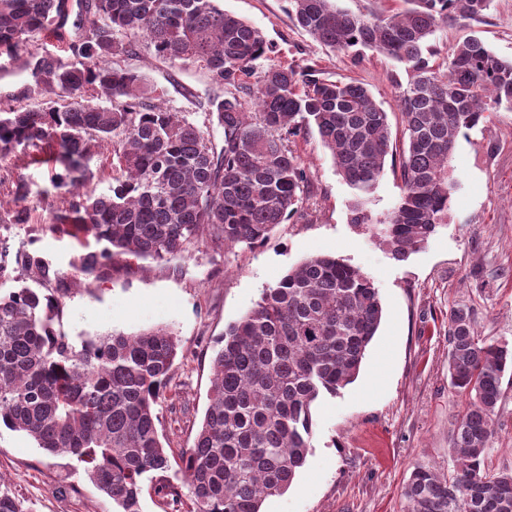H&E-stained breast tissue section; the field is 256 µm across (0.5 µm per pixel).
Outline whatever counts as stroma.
I'll list each match as a JSON object with an SVG mask.
<instances>
[{
    "label": "stroma",
    "instance_id": "1",
    "mask_svg": "<svg viewBox=\"0 0 512 512\" xmlns=\"http://www.w3.org/2000/svg\"><path fill=\"white\" fill-rule=\"evenodd\" d=\"M258 27L272 45L276 64L311 65L335 80H356L388 112L394 146L403 141L398 103L402 65L365 52L331 50L298 28L288 0H220ZM78 0L67 17L41 32L35 52L63 54L77 36ZM480 37L499 57L512 59V0H494L482 22L444 25L433 40L434 62L444 65L459 40ZM149 84L165 90V103L196 125L207 118V97L220 88L194 65L171 64L146 52L125 58ZM27 71H0V109L35 105ZM309 168L312 216L277 225L262 244L232 248L203 240L188 252L158 263L122 256L110 275L71 283L59 329L68 336L112 330L136 332L171 326L181 340L165 399L157 406L159 433L181 483L180 455L193 444L210 388L211 357L227 327L302 260L330 254L370 277L379 291L383 318L356 380L341 394L322 398L313 410L312 448L305 466L262 512H405L404 488L416 463L453 475L450 436L463 402L448 380V309L474 312L479 335L512 342V111L490 113L485 123L459 135L450 162L455 178L448 222L406 260L365 227L351 223L350 188L337 175L317 132L298 139ZM36 148L0 160V243L10 251L34 246L60 267L82 250L79 239L50 231L66 207L63 192L50 189L53 166L30 163ZM30 194L16 199L18 178ZM27 207L29 221L11 216ZM503 400L486 464L512 471V373L502 379ZM0 477L26 512H112V503L91 484L81 463L52 456L27 436L0 428Z\"/></svg>",
    "mask_w": 512,
    "mask_h": 512
}]
</instances>
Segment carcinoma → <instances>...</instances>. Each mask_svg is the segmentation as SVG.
I'll return each instance as SVG.
<instances>
[{
	"label": "carcinoma",
	"mask_w": 512,
	"mask_h": 512,
	"mask_svg": "<svg viewBox=\"0 0 512 512\" xmlns=\"http://www.w3.org/2000/svg\"><path fill=\"white\" fill-rule=\"evenodd\" d=\"M220 0H85L72 58L27 52L66 17V0H0V59L30 72L33 91L54 105L0 113V158L47 146L58 164L55 189L69 193L68 214L97 248L65 272L38 250L19 249L29 287L0 295V426L51 455L85 464L112 512H141L145 481L187 512H261L304 466L312 410L356 379L383 317L378 289L360 270L316 255L264 289L229 325L211 358V387L191 448L180 457L184 486L160 440L156 406L165 397L180 340L172 328L112 331L72 338L54 329L69 289L65 280L105 275L117 256L169 261L203 237L229 248L267 239L279 224L309 216L308 168L294 149L315 129L351 189V221L368 227L403 260L448 223L450 161L459 133L512 111V61L477 36L458 43L442 72L429 41L448 23L478 21L493 0H403L391 15L354 14L334 0H290L296 24L333 50L361 47L405 66L398 84L404 119L402 194L378 219L369 204L392 153L389 114L358 82L316 76L317 69L270 64L262 31ZM139 35L156 57L196 64L224 92L209 98L216 142L163 103L164 90L120 63ZM112 147V182L99 195L80 187L89 162ZM512 347L477 335L472 310H448V377L464 401L451 435L455 472L425 463L405 487L408 512H512V471L485 460L495 435L502 377ZM0 512H24L0 487Z\"/></svg>",
	"instance_id": "cac0c4a2"
}]
</instances>
